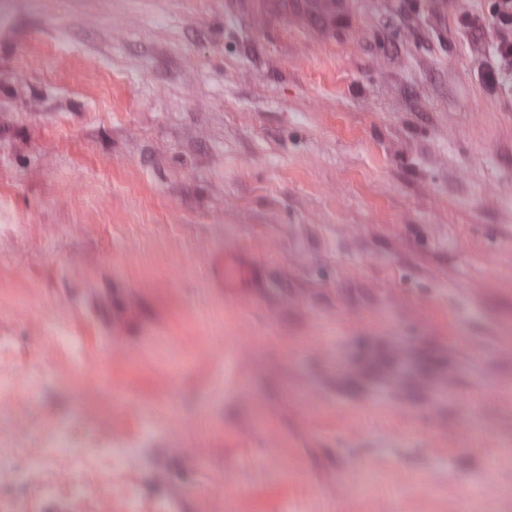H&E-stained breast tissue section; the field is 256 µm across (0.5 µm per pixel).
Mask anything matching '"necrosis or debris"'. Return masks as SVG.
<instances>
[{
  "label": "necrosis or debris",
  "instance_id": "4bbe7bcc",
  "mask_svg": "<svg viewBox=\"0 0 512 512\" xmlns=\"http://www.w3.org/2000/svg\"><path fill=\"white\" fill-rule=\"evenodd\" d=\"M35 374L20 375L12 342L0 338V512H29L33 493L62 497L79 504L111 502L120 496L135 503L132 485L117 494L103 492L96 475L121 463L125 449L96 447L93 430L80 417L58 418L49 407L21 403L19 384H33ZM32 414L41 421L38 433L21 428L19 419Z\"/></svg>",
  "mask_w": 512,
  "mask_h": 512
}]
</instances>
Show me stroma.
<instances>
[{"label": "stroma", "mask_w": 512, "mask_h": 512, "mask_svg": "<svg viewBox=\"0 0 512 512\" xmlns=\"http://www.w3.org/2000/svg\"><path fill=\"white\" fill-rule=\"evenodd\" d=\"M352 2L0 0V336L139 497L512 512L498 0ZM235 9L260 19H276L297 13L317 14L325 26H335L348 16L346 0H229ZM221 266L224 288H238L251 278V267L237 256L226 255Z\"/></svg>", "instance_id": "1"}]
</instances>
